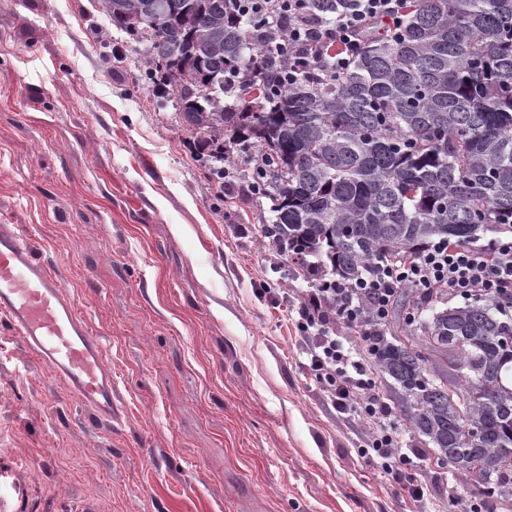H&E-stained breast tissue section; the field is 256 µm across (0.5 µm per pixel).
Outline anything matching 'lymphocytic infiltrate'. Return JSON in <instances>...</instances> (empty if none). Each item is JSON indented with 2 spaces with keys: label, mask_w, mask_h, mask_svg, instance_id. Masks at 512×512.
Segmentation results:
<instances>
[{
  "label": "lymphocytic infiltrate",
  "mask_w": 512,
  "mask_h": 512,
  "mask_svg": "<svg viewBox=\"0 0 512 512\" xmlns=\"http://www.w3.org/2000/svg\"><path fill=\"white\" fill-rule=\"evenodd\" d=\"M308 0H230L242 19L260 21L262 43L280 55H293L294 66L284 81L297 79L332 55L336 69H346L364 36L376 28L392 29L402 0H355L333 22H313ZM402 288L430 296L444 290L449 297H486L501 309H512V236L496 235L485 242L432 243L417 254L378 263L356 286L337 282L308 294L292 307L293 320L302 332L316 331L319 341L309 353L308 367L329 393L340 412L359 417L373 432L372 456L392 475L395 492L411 500L423 498L413 459L403 453L400 438L390 422L386 401L366 354L374 353L387 324L393 299ZM349 328L352 347L331 336L334 323Z\"/></svg>",
  "instance_id": "1"
}]
</instances>
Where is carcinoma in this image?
I'll return each mask as SVG.
<instances>
[{
    "label": "carcinoma",
    "instance_id": "cac0c4a2",
    "mask_svg": "<svg viewBox=\"0 0 512 512\" xmlns=\"http://www.w3.org/2000/svg\"><path fill=\"white\" fill-rule=\"evenodd\" d=\"M353 0H309L327 21ZM144 44V79L171 102L224 186V158L255 140L270 202L263 234L314 275L354 282L378 261L481 229L512 231V0H404L398 34L364 38L283 88L228 0H100ZM237 77L224 105V77ZM375 359L414 437L512 503V322L487 299L431 309L420 334L397 315Z\"/></svg>",
    "mask_w": 512,
    "mask_h": 512
}]
</instances>
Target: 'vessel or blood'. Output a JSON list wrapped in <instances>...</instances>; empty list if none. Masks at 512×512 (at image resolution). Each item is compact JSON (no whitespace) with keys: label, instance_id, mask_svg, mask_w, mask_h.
I'll list each match as a JSON object with an SVG mask.
<instances>
[{"label":"vessel or blood","instance_id":"vessel-or-blood-1","mask_svg":"<svg viewBox=\"0 0 512 512\" xmlns=\"http://www.w3.org/2000/svg\"><path fill=\"white\" fill-rule=\"evenodd\" d=\"M0 316L96 418L111 420L112 370L102 341L15 224H0Z\"/></svg>","mask_w":512,"mask_h":512}]
</instances>
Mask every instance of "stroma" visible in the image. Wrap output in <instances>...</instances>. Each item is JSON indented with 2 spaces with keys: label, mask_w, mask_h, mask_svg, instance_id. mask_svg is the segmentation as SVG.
Returning a JSON list of instances; mask_svg holds the SVG:
<instances>
[{
  "label": "stroma",
  "mask_w": 512,
  "mask_h": 512,
  "mask_svg": "<svg viewBox=\"0 0 512 512\" xmlns=\"http://www.w3.org/2000/svg\"><path fill=\"white\" fill-rule=\"evenodd\" d=\"M143 46L95 0H0V224L20 225L112 369L97 420L0 317V512H405L308 368L315 276L270 247L245 154L216 189ZM416 512L478 492L400 409Z\"/></svg>",
  "instance_id": "obj_1"
}]
</instances>
